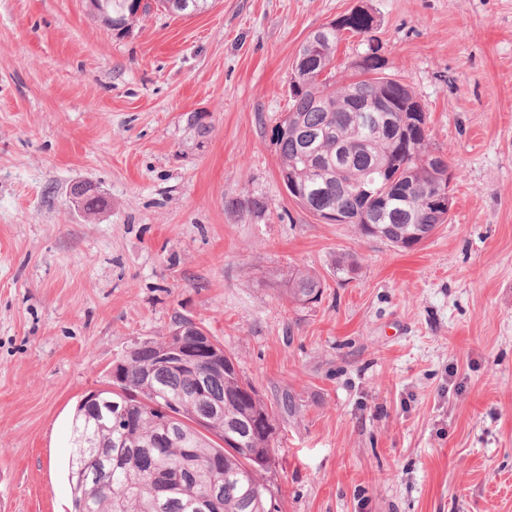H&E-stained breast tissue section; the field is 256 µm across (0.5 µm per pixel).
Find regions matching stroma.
Here are the masks:
<instances>
[{
	"label": "stroma",
	"mask_w": 512,
	"mask_h": 512,
	"mask_svg": "<svg viewBox=\"0 0 512 512\" xmlns=\"http://www.w3.org/2000/svg\"><path fill=\"white\" fill-rule=\"evenodd\" d=\"M357 6L454 174L412 251L279 179L297 50ZM82 179L108 201L90 218ZM247 197L265 209L228 205ZM298 267L318 302L280 289ZM178 315L293 398L280 512H512V0H216L121 37L87 0H0V512H72L77 403ZM69 199L74 206L83 207L89 202L103 204L106 199L96 183L91 180L75 182L69 191ZM88 216H93V205L89 203L83 210Z\"/></svg>",
	"instance_id": "1"
}]
</instances>
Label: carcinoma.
<instances>
[{
    "label": "carcinoma",
    "instance_id": "cac0c4a2",
    "mask_svg": "<svg viewBox=\"0 0 512 512\" xmlns=\"http://www.w3.org/2000/svg\"><path fill=\"white\" fill-rule=\"evenodd\" d=\"M214 0H91L115 34L129 33L152 7L179 16L207 11ZM373 17L343 14L312 32L315 48L296 55L288 112L275 127L278 173L300 189L307 212L337 211L353 218L366 237L413 250L447 222L430 198L448 167L429 163L426 113L415 110L410 87L385 76L387 60L365 50L346 80H336V52L346 33L365 36ZM186 125L201 140L208 114L192 112ZM395 178L401 192L388 191ZM288 298L318 301V275L288 270ZM201 326L178 317L183 346L193 348ZM166 337L134 342L112 380V400L123 417L76 408L75 452L69 480L73 512H197L210 494V512H277L275 486L279 431L273 412L243 379L229 355L202 367L201 376L162 365ZM222 412L210 415L213 405ZM208 418L205 430L196 417Z\"/></svg>",
    "mask_w": 512,
    "mask_h": 512
}]
</instances>
